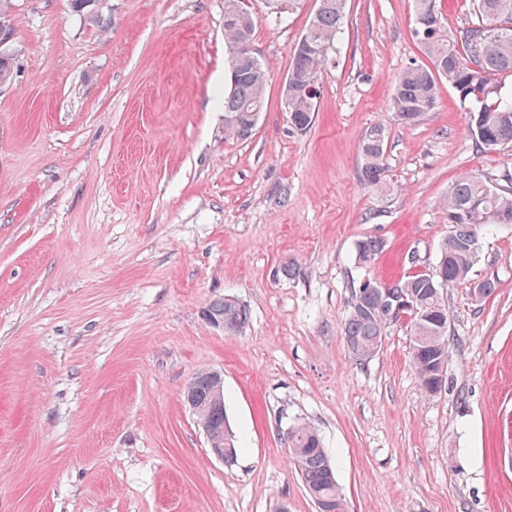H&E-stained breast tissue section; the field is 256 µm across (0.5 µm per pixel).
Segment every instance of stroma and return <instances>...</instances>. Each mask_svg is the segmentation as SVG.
I'll return each instance as SVG.
<instances>
[{"instance_id": "stroma-1", "label": "stroma", "mask_w": 512, "mask_h": 512, "mask_svg": "<svg viewBox=\"0 0 512 512\" xmlns=\"http://www.w3.org/2000/svg\"><path fill=\"white\" fill-rule=\"evenodd\" d=\"M318 6L247 0L267 71L249 138L224 133V0H13L0 86V512H315L283 436H322L347 512H512V226L447 291V389L428 397L406 327L366 362L350 290L431 269L465 173L507 188L447 82L413 126L397 75L427 60L413 0H346L311 125L282 95ZM388 131L378 187L359 143ZM384 244L372 269L357 244ZM494 292L475 298V283ZM229 298L236 335L203 313ZM224 375L239 451L211 452L184 391ZM207 313L211 318L218 321H210L214 327H222L224 334L236 335L240 333L248 322V311L245 306L231 299H216L212 301L208 308Z\"/></svg>"}]
</instances>
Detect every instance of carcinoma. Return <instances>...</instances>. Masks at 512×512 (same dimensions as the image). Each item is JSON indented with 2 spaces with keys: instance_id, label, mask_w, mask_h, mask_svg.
Masks as SVG:
<instances>
[{
  "instance_id": "carcinoma-1",
  "label": "carcinoma",
  "mask_w": 512,
  "mask_h": 512,
  "mask_svg": "<svg viewBox=\"0 0 512 512\" xmlns=\"http://www.w3.org/2000/svg\"><path fill=\"white\" fill-rule=\"evenodd\" d=\"M415 34L426 50L429 64L413 63L397 77L392 96L394 117L411 126L436 109L438 80L454 90L466 88L460 98L470 115L469 131L484 149L512 145V0H474L476 22L450 36L443 29L438 0H414ZM345 0H320L316 14L302 34L304 45H296L288 69L289 117L296 129L308 128L315 112L316 94L307 90L317 84L330 52L336 49L344 28ZM255 20L244 8L224 21V38L230 54V90L224 97V131L239 138L250 136L265 100L267 71L252 63L240 48L241 40L253 39ZM386 129L374 126L360 144L361 179L369 186L382 182ZM442 209L448 236L442 241L436 262L428 271L412 272L391 282L371 279L374 288L361 285L351 290L349 312L342 338L356 361L372 358L380 350L388 328L406 324L413 342L412 361L422 391L436 395L435 367L448 361V305L444 291L470 278L476 261L465 246L474 233L496 224H512V190L503 191L478 175L464 174L449 188ZM383 242L366 239L356 247L355 262L372 266ZM411 302L414 309L398 308ZM207 313L224 322V333L236 335L248 322L245 306L231 299L212 301ZM188 387L202 407L200 421L214 431H224V447L237 453L235 435L223 409L211 407L214 381L210 372L197 373ZM288 453L313 502L321 501L334 512H345V499L318 432L306 423L288 428Z\"/></svg>"
}]
</instances>
